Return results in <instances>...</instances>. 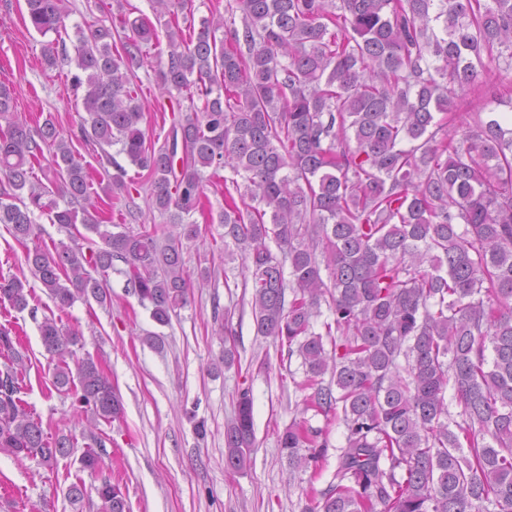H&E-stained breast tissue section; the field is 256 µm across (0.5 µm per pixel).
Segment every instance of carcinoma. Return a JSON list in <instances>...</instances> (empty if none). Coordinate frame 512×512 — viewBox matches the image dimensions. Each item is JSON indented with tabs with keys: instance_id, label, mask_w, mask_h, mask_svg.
<instances>
[{
	"instance_id": "obj_1",
	"label": "carcinoma",
	"mask_w": 512,
	"mask_h": 512,
	"mask_svg": "<svg viewBox=\"0 0 512 512\" xmlns=\"http://www.w3.org/2000/svg\"><path fill=\"white\" fill-rule=\"evenodd\" d=\"M155 4L169 16L158 90L189 102L159 146L147 142L133 82L155 26L119 2V26L80 28L69 48L68 0H25L33 27L55 35L42 46L46 68L75 67L85 112L70 136L51 116L31 127L0 82V224L26 246L32 277L62 312L79 299L108 306L120 262L126 290L169 325L192 284L182 240L198 226L185 219L203 210L205 170L228 168L218 223L251 275L256 332L301 358L298 387L313 390L302 412L339 408L347 429L336 482L303 512H512V128L476 112L457 140L437 120L460 109L486 63L492 89L512 81V0H234L225 10L241 13L243 32L225 38L222 16L182 28L186 0ZM75 140L100 149V193ZM115 145L145 173L163 232L101 223L103 206L134 185ZM37 212L69 243L47 244ZM31 297L20 279L0 281L10 308ZM39 332L54 388L86 420L79 471L93 474L106 454L98 426L119 419L122 402L92 360L71 369L78 333L52 315ZM16 345L1 326L0 452L52 470L76 437L48 435L27 408ZM322 434L303 417L279 447L308 468L327 447ZM224 443L226 469H247L256 437L245 389ZM96 492L97 512H129L120 483Z\"/></svg>"
}]
</instances>
